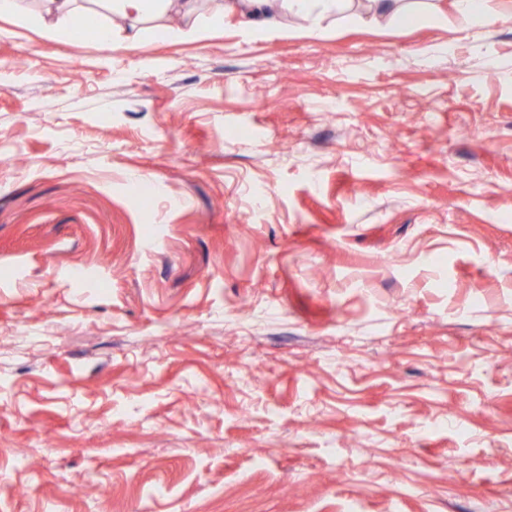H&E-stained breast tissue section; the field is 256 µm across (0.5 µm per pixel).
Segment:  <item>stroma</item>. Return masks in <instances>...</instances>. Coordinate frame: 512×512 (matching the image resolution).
<instances>
[{
    "label": "stroma",
    "instance_id": "obj_1",
    "mask_svg": "<svg viewBox=\"0 0 512 512\" xmlns=\"http://www.w3.org/2000/svg\"><path fill=\"white\" fill-rule=\"evenodd\" d=\"M408 4L0 18V512H512V0ZM43 33L50 40L65 39L74 22L81 17L79 0H45ZM112 10L120 13L129 22L123 43L125 48H139L143 45L141 25L150 19H160L170 11L180 15L178 26L163 27V34L173 39L199 36L193 15L195 0H102ZM268 5L269 0H224L221 13L213 17L211 26L223 23L226 13H239L244 27L273 30L280 22L278 16L267 9ZM374 2L370 5L373 11L371 19L377 21L386 17L392 18L394 22L400 25H408L414 21V15L410 10H393L391 2L383 0H372ZM456 8L463 29L480 27L488 19L486 0H456Z\"/></svg>",
    "mask_w": 512,
    "mask_h": 512
}]
</instances>
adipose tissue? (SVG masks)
I'll list each match as a JSON object with an SVG mask.
<instances>
[{
  "label": "adipose tissue",
  "mask_w": 512,
  "mask_h": 512,
  "mask_svg": "<svg viewBox=\"0 0 512 512\" xmlns=\"http://www.w3.org/2000/svg\"><path fill=\"white\" fill-rule=\"evenodd\" d=\"M112 10L120 13L129 22L123 40L124 47L138 48L143 44L141 26L150 19H158L168 12L179 15L178 26L164 30L171 38H184L198 35L199 30L193 20L195 0H104ZM269 0H223L221 12L212 19L213 25H220L225 14L237 13L247 28H278V16L268 9ZM79 0H45L43 33L51 40L65 39L71 32L74 22L80 18Z\"/></svg>",
  "instance_id": "adipose-tissue-1"
}]
</instances>
